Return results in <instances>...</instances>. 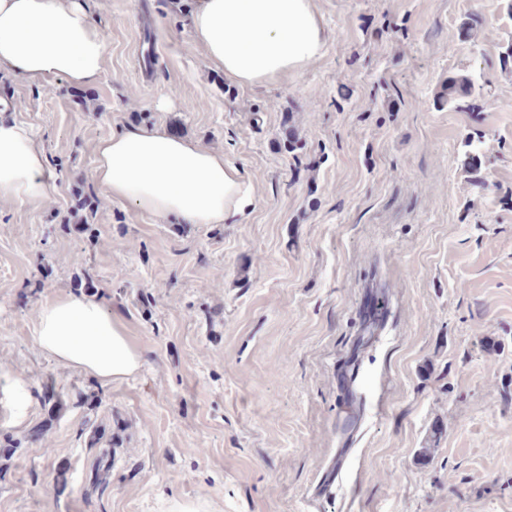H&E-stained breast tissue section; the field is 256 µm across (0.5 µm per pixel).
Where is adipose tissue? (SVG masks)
Masks as SVG:
<instances>
[{"label":"adipose tissue","mask_w":512,"mask_h":512,"mask_svg":"<svg viewBox=\"0 0 512 512\" xmlns=\"http://www.w3.org/2000/svg\"><path fill=\"white\" fill-rule=\"evenodd\" d=\"M193 42L225 79L244 87L299 74L325 49L313 0H198ZM109 50L83 0H0V67L33 81L95 85ZM0 99V200L46 206L62 190L29 127L6 119ZM93 181L110 200L152 220L228 224L254 206L252 186L223 155L165 129L130 127L98 141ZM36 344L60 363L109 383L138 372L143 358L122 323L84 295L56 296L38 309Z\"/></svg>","instance_id":"ef3b65f1"}]
</instances>
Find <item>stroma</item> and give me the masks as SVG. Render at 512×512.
I'll return each mask as SVG.
<instances>
[{"label": "stroma", "mask_w": 512, "mask_h": 512, "mask_svg": "<svg viewBox=\"0 0 512 512\" xmlns=\"http://www.w3.org/2000/svg\"><path fill=\"white\" fill-rule=\"evenodd\" d=\"M84 2L110 40L93 104L0 68L62 184L48 208L0 201V512H512V0H314L323 55L254 88L192 44L197 0ZM128 127L222 153L253 211L150 223L110 201L95 146ZM88 275L144 360L106 385L33 337ZM369 286L390 312L363 346ZM348 357L365 405L343 431Z\"/></svg>", "instance_id": "stroma-1"}]
</instances>
